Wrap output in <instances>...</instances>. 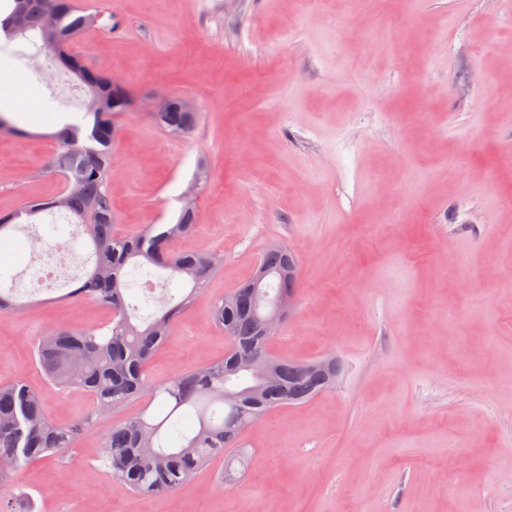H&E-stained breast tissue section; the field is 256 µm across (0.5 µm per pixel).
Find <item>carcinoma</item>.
Masks as SVG:
<instances>
[{
    "label": "carcinoma",
    "instance_id": "cac0c4a2",
    "mask_svg": "<svg viewBox=\"0 0 512 512\" xmlns=\"http://www.w3.org/2000/svg\"><path fill=\"white\" fill-rule=\"evenodd\" d=\"M98 13L76 7L73 0H12L10 11L0 18V30L10 37L29 39L37 53L52 51L56 38H77L96 23ZM60 68L79 82L89 101L82 120L62 126L51 135L56 151L41 173L58 176L67 190L33 200L10 215L0 214V235L19 224H33L43 213L63 211L73 223L84 226L91 249V268L78 280L71 295L90 299L107 308L110 318L94 329L65 326L48 328L34 347L36 361L46 378L62 390L78 389L92 399L95 415H107L129 401L147 394L159 409L145 406L138 414L112 426L100 441L112 478L137 495L172 492L224 450L240 447L233 428L241 419H256L265 411L297 405L336 386L318 373L295 375L289 358L281 357L272 376L263 381L240 383L233 379L253 374L243 360L227 353L224 359L186 369L169 378H149L147 366L158 347L170 335L193 295L221 265L215 254L179 253L171 244L192 233L195 218L185 209L173 224H152L137 234L115 232L108 170L116 140L117 112H102L99 100L112 106V76L88 68L71 51ZM156 125L173 136L193 132L196 112H157ZM288 249L266 251L259 262L272 270L281 267ZM144 260L170 271L165 286L174 278L191 283L190 291L177 300L167 296V307L148 323H137L128 312L123 289L128 267ZM255 304L253 297L219 300L214 305L215 324L230 332V343L263 358L268 339L258 335L253 321L243 313ZM91 419L71 425L52 421L41 395L19 379L0 385V485L10 480L21 465L60 460L79 439L93 435Z\"/></svg>",
    "mask_w": 512,
    "mask_h": 512
}]
</instances>
